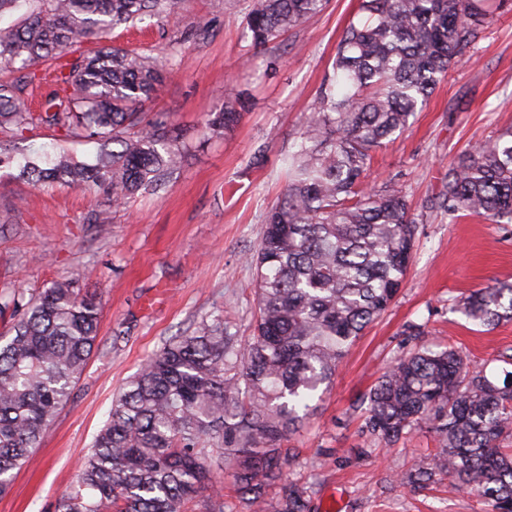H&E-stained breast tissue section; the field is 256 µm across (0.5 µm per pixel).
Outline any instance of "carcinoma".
I'll use <instances>...</instances> for the list:
<instances>
[{"label":"carcinoma","mask_w":512,"mask_h":512,"mask_svg":"<svg viewBox=\"0 0 512 512\" xmlns=\"http://www.w3.org/2000/svg\"><path fill=\"white\" fill-rule=\"evenodd\" d=\"M327 0H255L243 21L255 47L321 12ZM184 0H0L27 9L23 24L0 28V134L24 139L53 129L98 145L78 160L58 151L17 162L18 177L103 188L112 207L166 186L185 145L167 117L148 111L165 68L151 52L83 39L144 18L167 20ZM508 0H362L343 30L332 75L288 155V182L268 212L254 271V333L244 341L224 316L201 320L149 357L113 401L109 421L78 469L77 488L54 512H183L210 489L205 512H224L229 481L246 512H310L305 484L282 482L292 458L282 447L328 385L363 330L396 297L415 243L405 187L367 180L374 153L403 133L448 69L471 58L481 33ZM53 67L54 89L37 111L25 101L29 67ZM243 92L232 89L209 113L203 136L231 130ZM440 212L512 223V130L466 152L448 169ZM55 283L0 309L21 317L0 344V494L32 460L43 432L70 398L98 335L101 303ZM476 326L512 318V285L458 301ZM372 445L390 446L422 427L439 451L410 475L422 487L439 474L455 491L475 492L488 512H512V370L470 368L454 348L421 346L395 358L362 398Z\"/></svg>","instance_id":"obj_1"}]
</instances>
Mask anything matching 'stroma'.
I'll list each match as a JSON object with an SVG mask.
<instances>
[{"instance_id":"obj_1","label":"stroma","mask_w":512,"mask_h":512,"mask_svg":"<svg viewBox=\"0 0 512 512\" xmlns=\"http://www.w3.org/2000/svg\"><path fill=\"white\" fill-rule=\"evenodd\" d=\"M360 0H328L325 9L281 39L251 46L236 19L251 0H185L183 14L163 26L118 27L108 43L148 48L168 44L195 21H211L207 38L183 46L159 85L151 111L163 112L187 144L182 170L164 190H143L115 210L103 190L15 179L0 165V295L31 296L82 272L84 286L102 301L93 354L67 403L42 436L31 462L0 495V512H53L74 482L82 456L108 418L112 403L162 344L201 319L224 314L240 335L255 317L253 269L266 215L284 185V163L332 72L342 30ZM247 94L233 130L202 140L208 112L227 86ZM512 127V7L501 12L473 49L471 62L453 67L413 125L377 150L370 180L398 178L416 225L407 276L391 305L344 356L313 412L289 438L295 458L286 478L314 485L312 512H485L477 494L452 493L448 478L423 488L404 480L436 452L426 429L396 445L373 448L362 432L361 397L391 361L412 349L410 325L421 340L452 346L488 374L512 355V320L474 326L456 311L461 297L512 284V224L464 213L444 217L435 198L451 163L465 151ZM66 148L77 158L89 142L42 129L12 147L14 155ZM170 291L163 308L146 313L143 299Z\"/></svg>"}]
</instances>
